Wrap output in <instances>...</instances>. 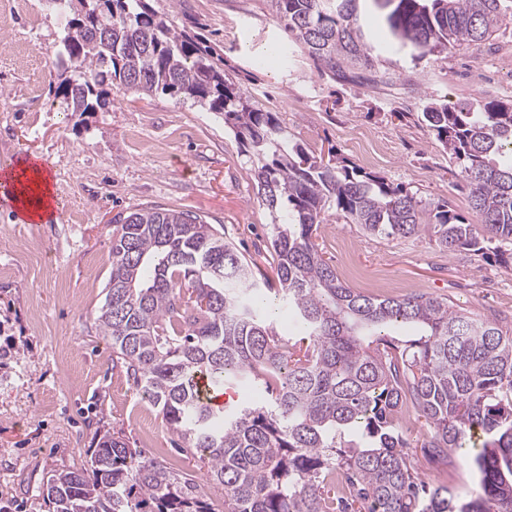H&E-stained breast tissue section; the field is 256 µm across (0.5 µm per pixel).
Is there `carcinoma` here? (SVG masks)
<instances>
[{"label":"carcinoma","instance_id":"carcinoma-1","mask_svg":"<svg viewBox=\"0 0 512 512\" xmlns=\"http://www.w3.org/2000/svg\"><path fill=\"white\" fill-rule=\"evenodd\" d=\"M317 68L374 67L362 0H266ZM385 49L414 60L479 46L512 19L507 0H370ZM66 17L55 96L101 112L110 91H159L224 115L253 163L276 279L256 276L224 234L189 212L145 206L112 229L106 301L95 321L115 360L159 410L196 477L105 434L80 468L43 484L49 512H512V332L420 292L378 298L342 282L315 237L333 208L366 236L425 235L448 252L512 246V103L429 101L423 118L468 189L478 223L338 156L286 146L277 115L224 76L210 46L150 0H54ZM104 30L97 39L92 28ZM288 308L280 334L265 295ZM249 382L268 398L213 410L195 379ZM432 427L429 454L471 445L475 488L427 489L397 427L408 406Z\"/></svg>","mask_w":512,"mask_h":512}]
</instances>
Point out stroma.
<instances>
[{"label": "stroma", "mask_w": 512, "mask_h": 512, "mask_svg": "<svg viewBox=\"0 0 512 512\" xmlns=\"http://www.w3.org/2000/svg\"><path fill=\"white\" fill-rule=\"evenodd\" d=\"M0 18V171L45 163L61 204L53 219L21 223L0 196V512H48L41 495L49 471L81 467L98 434L143 445L136 416H157L95 319L111 269L112 220L143 206L191 212L265 275L274 215L262 205L253 167L223 115L169 96L112 92L107 111H64L48 71L64 36L47 0ZM224 56L236 86L278 113L288 145L335 150L353 165L402 185L428 203L476 217L447 153L419 119L426 101H512V20L486 43L412 62L380 57L396 81H342L318 71L288 42L264 0H152ZM366 132L377 159L364 163L354 136ZM38 242L43 259L26 258ZM340 278L362 288L367 276L390 279L394 294L420 291L450 299L512 329V261L495 250L454 254L427 237H366L328 213L317 231ZM399 429L409 456L426 470L432 430L415 410Z\"/></svg>", "instance_id": "35a3bbf8"}]
</instances>
